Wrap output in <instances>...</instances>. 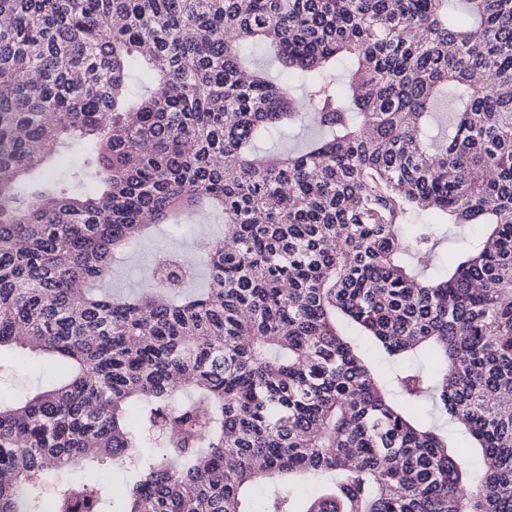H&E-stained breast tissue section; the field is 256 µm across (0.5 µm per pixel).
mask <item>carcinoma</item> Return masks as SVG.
Instances as JSON below:
<instances>
[{
	"label": "carcinoma",
	"instance_id": "carcinoma-1",
	"mask_svg": "<svg viewBox=\"0 0 512 512\" xmlns=\"http://www.w3.org/2000/svg\"><path fill=\"white\" fill-rule=\"evenodd\" d=\"M253 43L276 78L246 70ZM61 147L79 163L31 188ZM203 208L224 224L198 244L206 287L174 252L142 291L107 289L148 224ZM470 224L469 248L413 265ZM12 344L70 373L0 403V512H109L107 484L68 477L107 461L138 474L126 512H252L259 480L265 512H512V0H0Z\"/></svg>",
	"mask_w": 512,
	"mask_h": 512
}]
</instances>
